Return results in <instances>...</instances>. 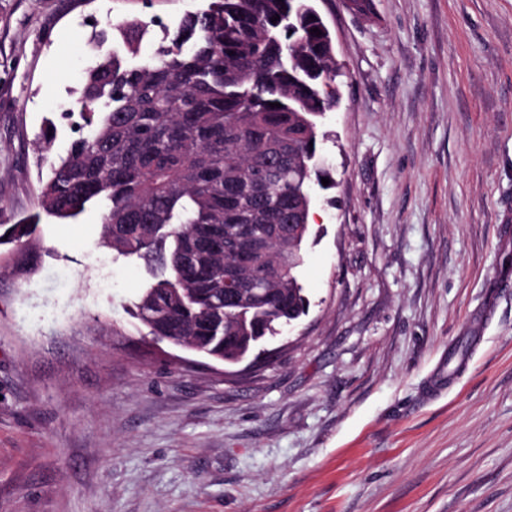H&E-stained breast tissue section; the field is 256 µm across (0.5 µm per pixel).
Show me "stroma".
<instances>
[{
    "mask_svg": "<svg viewBox=\"0 0 512 512\" xmlns=\"http://www.w3.org/2000/svg\"><path fill=\"white\" fill-rule=\"evenodd\" d=\"M210 2L0 0V224L37 212L73 138L59 109L96 54L76 19ZM373 4L316 3L336 185L269 359L228 377L149 336L151 276L98 208L42 217L35 270L0 269V512H512V0Z\"/></svg>",
    "mask_w": 512,
    "mask_h": 512,
    "instance_id": "1",
    "label": "stroma"
}]
</instances>
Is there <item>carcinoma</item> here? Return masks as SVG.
Here are the masks:
<instances>
[{
	"instance_id": "obj_1",
	"label": "carcinoma",
	"mask_w": 512,
	"mask_h": 512,
	"mask_svg": "<svg viewBox=\"0 0 512 512\" xmlns=\"http://www.w3.org/2000/svg\"><path fill=\"white\" fill-rule=\"evenodd\" d=\"M307 6L212 0L167 28L169 44L147 62L100 53L76 104L90 133L41 180L42 211L74 221L96 206L102 243L153 265L137 306L150 335L215 360L247 357L307 307L297 271L310 188L327 176L316 164L320 118L340 97L331 31ZM145 27L115 25L132 54ZM37 223L0 234L26 265Z\"/></svg>"
}]
</instances>
